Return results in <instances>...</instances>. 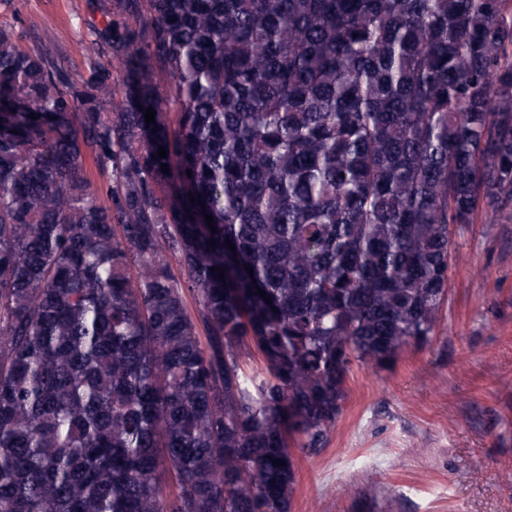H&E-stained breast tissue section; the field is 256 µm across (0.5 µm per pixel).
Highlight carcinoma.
<instances>
[{"instance_id":"carcinoma-1","label":"carcinoma","mask_w":512,"mask_h":512,"mask_svg":"<svg viewBox=\"0 0 512 512\" xmlns=\"http://www.w3.org/2000/svg\"><path fill=\"white\" fill-rule=\"evenodd\" d=\"M100 10L135 97L0 30V512H291L290 443L435 335L455 232L512 223V0Z\"/></svg>"}]
</instances>
